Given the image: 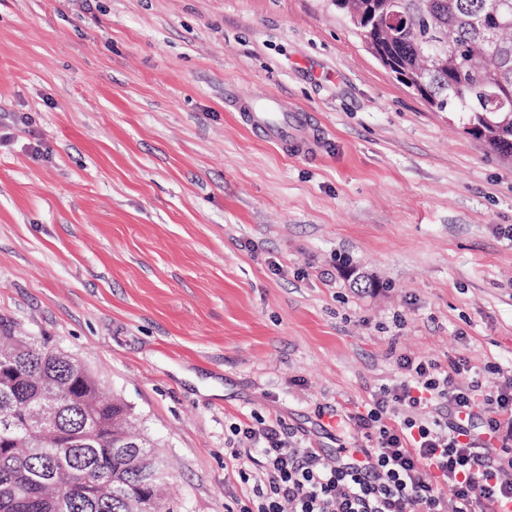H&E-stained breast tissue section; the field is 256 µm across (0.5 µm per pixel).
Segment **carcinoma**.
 I'll return each instance as SVG.
<instances>
[{
	"mask_svg": "<svg viewBox=\"0 0 512 512\" xmlns=\"http://www.w3.org/2000/svg\"><path fill=\"white\" fill-rule=\"evenodd\" d=\"M428 13L417 0H398L402 26L393 52L403 67H418L428 52L438 67L421 77L443 110L462 116L464 132L486 133L493 150L512 146V0H429ZM16 350L0 364V387L13 386L19 406L14 421L0 422V512H133L134 499L154 497L168 479L154 444L131 431L132 407L102 393L90 372L47 343L27 342L0 324V343ZM67 401L58 433L34 435L24 418L37 401L64 387ZM126 440L136 464L112 445Z\"/></svg>",
	"mask_w": 512,
	"mask_h": 512,
	"instance_id": "cac0c4a2",
	"label": "carcinoma"
}]
</instances>
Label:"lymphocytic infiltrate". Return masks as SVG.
<instances>
[{
	"instance_id": "obj_1",
	"label": "lymphocytic infiltrate",
	"mask_w": 512,
	"mask_h": 512,
	"mask_svg": "<svg viewBox=\"0 0 512 512\" xmlns=\"http://www.w3.org/2000/svg\"><path fill=\"white\" fill-rule=\"evenodd\" d=\"M399 367L402 381L349 418L376 439L363 459L347 449L327 462L279 420L241 428L263 461L259 478L239 474L252 486L239 512H512V465L490 454L512 424V379L486 395L479 380L459 382L458 361L405 356ZM429 406L438 417L426 421Z\"/></svg>"
}]
</instances>
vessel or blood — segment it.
<instances>
[{
  "mask_svg": "<svg viewBox=\"0 0 512 512\" xmlns=\"http://www.w3.org/2000/svg\"><path fill=\"white\" fill-rule=\"evenodd\" d=\"M246 118L267 141L290 148L294 155L309 156L322 148L320 139L304 133L309 116L287 109L277 95L268 96L262 108H249Z\"/></svg>",
  "mask_w": 512,
  "mask_h": 512,
  "instance_id": "b4317fda",
  "label": "vessel or blood"
}]
</instances>
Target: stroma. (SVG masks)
Wrapping results in <instances>:
<instances>
[{
    "label": "stroma",
    "mask_w": 512,
    "mask_h": 512,
    "mask_svg": "<svg viewBox=\"0 0 512 512\" xmlns=\"http://www.w3.org/2000/svg\"><path fill=\"white\" fill-rule=\"evenodd\" d=\"M281 97L323 147L253 134ZM133 408L175 512H238L233 424L335 458L401 356L512 375V157L330 0H0V321Z\"/></svg>",
    "instance_id": "1"
}]
</instances>
